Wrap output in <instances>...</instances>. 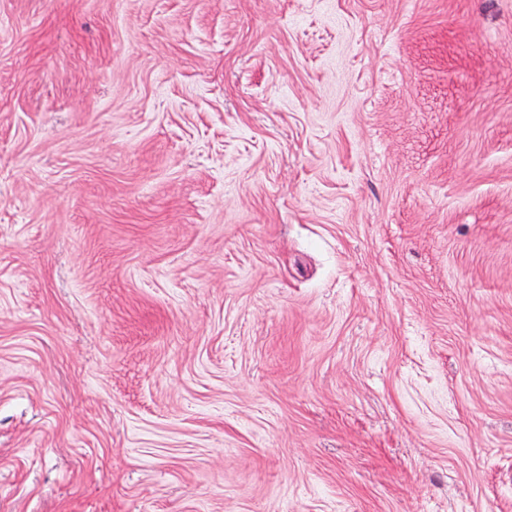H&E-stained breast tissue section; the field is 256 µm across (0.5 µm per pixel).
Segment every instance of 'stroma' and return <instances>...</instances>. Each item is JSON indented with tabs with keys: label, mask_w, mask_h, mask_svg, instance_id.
I'll list each match as a JSON object with an SVG mask.
<instances>
[{
	"label": "stroma",
	"mask_w": 512,
	"mask_h": 512,
	"mask_svg": "<svg viewBox=\"0 0 512 512\" xmlns=\"http://www.w3.org/2000/svg\"><path fill=\"white\" fill-rule=\"evenodd\" d=\"M0 512H512V0H0Z\"/></svg>",
	"instance_id": "stroma-1"
}]
</instances>
